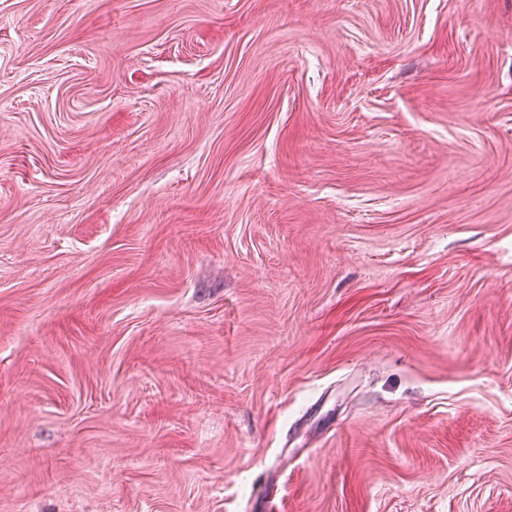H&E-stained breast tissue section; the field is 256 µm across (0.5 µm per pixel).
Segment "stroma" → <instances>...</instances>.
Here are the masks:
<instances>
[{
	"label": "stroma",
	"instance_id": "obj_1",
	"mask_svg": "<svg viewBox=\"0 0 512 512\" xmlns=\"http://www.w3.org/2000/svg\"><path fill=\"white\" fill-rule=\"evenodd\" d=\"M0 512H512V0H0Z\"/></svg>",
	"mask_w": 512,
	"mask_h": 512
}]
</instances>
